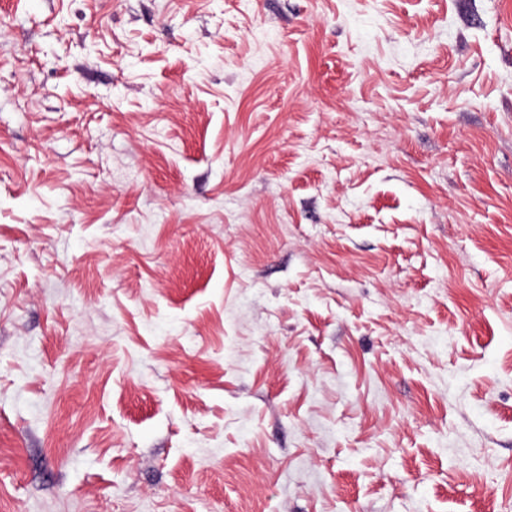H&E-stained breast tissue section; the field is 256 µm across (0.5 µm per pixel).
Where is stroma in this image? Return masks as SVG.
<instances>
[{
	"instance_id": "obj_1",
	"label": "stroma",
	"mask_w": 512,
	"mask_h": 512,
	"mask_svg": "<svg viewBox=\"0 0 512 512\" xmlns=\"http://www.w3.org/2000/svg\"><path fill=\"white\" fill-rule=\"evenodd\" d=\"M0 512H512V0H0Z\"/></svg>"
}]
</instances>
